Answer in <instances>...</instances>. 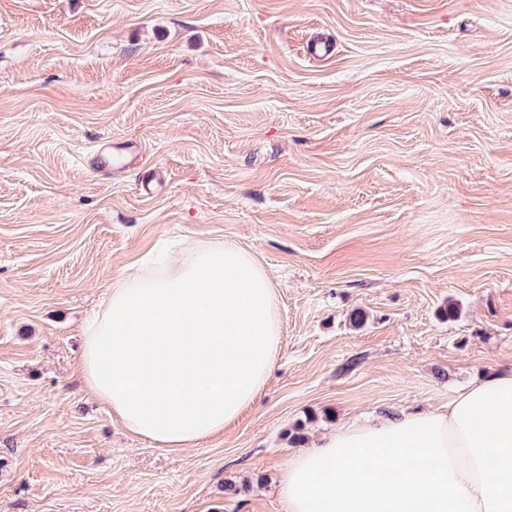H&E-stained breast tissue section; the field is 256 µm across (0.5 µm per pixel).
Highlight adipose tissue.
<instances>
[{
    "label": "adipose tissue",
    "mask_w": 512,
    "mask_h": 512,
    "mask_svg": "<svg viewBox=\"0 0 512 512\" xmlns=\"http://www.w3.org/2000/svg\"><path fill=\"white\" fill-rule=\"evenodd\" d=\"M112 282L89 322L86 391L128 432L194 448L235 424L263 389L281 341L271 281L231 241L159 252ZM512 369L436 410L344 424L280 476L286 512H512Z\"/></svg>",
    "instance_id": "ef3b65f1"
}]
</instances>
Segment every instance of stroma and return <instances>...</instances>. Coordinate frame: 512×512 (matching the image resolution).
Instances as JSON below:
<instances>
[{"instance_id": "1", "label": "stroma", "mask_w": 512, "mask_h": 512, "mask_svg": "<svg viewBox=\"0 0 512 512\" xmlns=\"http://www.w3.org/2000/svg\"><path fill=\"white\" fill-rule=\"evenodd\" d=\"M184 238L256 257L282 339L242 418L174 451L80 350ZM509 368L512 0H0V512H285L317 435Z\"/></svg>"}]
</instances>
